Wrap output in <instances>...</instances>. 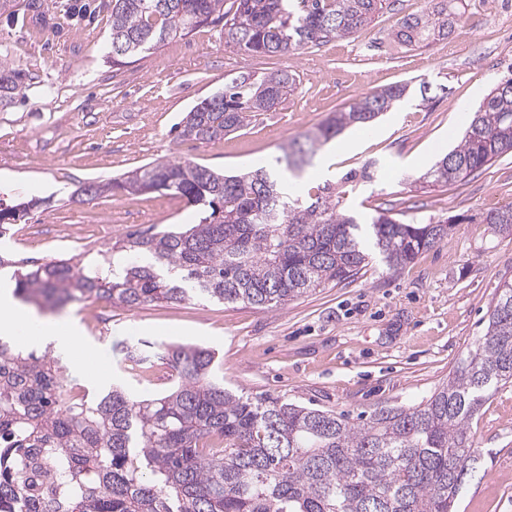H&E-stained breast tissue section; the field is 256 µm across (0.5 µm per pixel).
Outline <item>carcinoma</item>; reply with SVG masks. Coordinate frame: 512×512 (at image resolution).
Segmentation results:
<instances>
[{"instance_id": "1", "label": "carcinoma", "mask_w": 512, "mask_h": 512, "mask_svg": "<svg viewBox=\"0 0 512 512\" xmlns=\"http://www.w3.org/2000/svg\"><path fill=\"white\" fill-rule=\"evenodd\" d=\"M385 0H107L112 67L136 61L197 27L224 22V45L245 55L294 54L354 35ZM456 0L400 21L392 37L417 46L446 36ZM30 73L0 59V106L30 86ZM295 75L261 79L241 72L195 104L175 131L212 141L240 131L257 112L286 101ZM406 92L398 84L362 97L284 148L288 171L309 164L347 127L369 126ZM512 153V75L475 111L462 142L425 175L462 180ZM172 191L200 209L188 227L150 228L118 240L101 259L9 260L13 295L62 308L108 300L130 310L193 297L262 310L356 277L373 240L391 268L433 247L450 224H410L380 212L361 225L340 209L336 184L314 198L288 192L266 169L226 175L189 161L148 163L76 190L79 201L108 192ZM39 198L0 205V238ZM485 222L512 235V207ZM158 359L172 386L137 399L116 386L70 396L62 357L0 339V512H457L477 463L470 421L492 391L512 384V282L499 286L486 332L448 380L419 404L381 407L355 425L349 417L280 396L236 395L216 381L215 352L170 344Z\"/></svg>"}]
</instances>
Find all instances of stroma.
<instances>
[{"label": "stroma", "instance_id": "stroma-1", "mask_svg": "<svg viewBox=\"0 0 512 512\" xmlns=\"http://www.w3.org/2000/svg\"><path fill=\"white\" fill-rule=\"evenodd\" d=\"M88 0H10L0 10V59L35 76L22 100L0 108V201L42 199L18 221L0 251L45 260L97 254L135 231L126 211L152 213L156 226L195 224L194 209L170 193L103 195L81 203L74 191L150 162L192 160L215 170L269 165L282 145L300 138L331 112L395 84L405 96L369 134L349 127L359 147L326 157L317 152L292 192L335 182L342 206L358 222L377 210L427 224L455 220L453 231L398 270L381 259L352 280L320 288L277 310L190 299L135 310L109 301L69 305L63 318L81 332L79 352L65 356L73 390L104 392L120 384L137 396L169 387L166 365L127 370L122 346L145 339L161 346L199 344L216 350V378L252 397L280 395L357 417L380 406L421 402L447 379L484 335L499 284L512 281V236L494 233L488 211L512 206V156L462 181L425 183L429 165L457 146L512 59V28L495 9L462 0L458 42L439 55L442 39L422 47L393 41L404 16L429 0H386L357 34L283 56L242 55L224 45V26L198 27L135 63L113 70L107 11L88 14ZM38 4L44 22L31 19ZM367 54L356 57L352 45ZM285 69L296 89L281 106L260 113L220 140L177 139L172 131L197 102L238 72ZM350 172L356 185L345 184ZM480 458L458 512H512V385L497 390L471 422Z\"/></svg>", "mask_w": 512, "mask_h": 512}]
</instances>
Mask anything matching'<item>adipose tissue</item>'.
<instances>
[{
    "mask_svg": "<svg viewBox=\"0 0 512 512\" xmlns=\"http://www.w3.org/2000/svg\"><path fill=\"white\" fill-rule=\"evenodd\" d=\"M18 336L25 344L50 345L62 354L74 349L79 342L77 330L68 321L40 318L8 298H1L0 337Z\"/></svg>",
    "mask_w": 512,
    "mask_h": 512,
    "instance_id": "obj_1",
    "label": "adipose tissue"
}]
</instances>
